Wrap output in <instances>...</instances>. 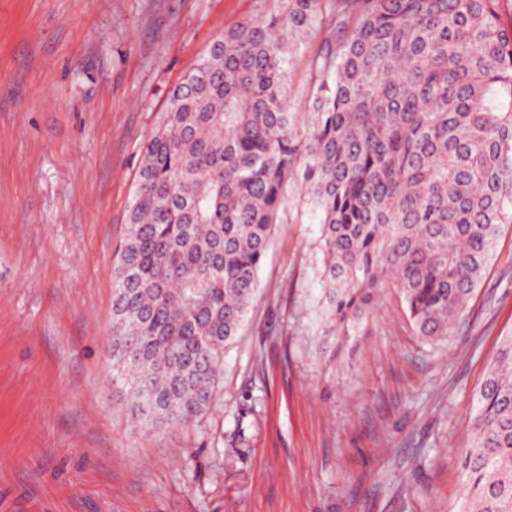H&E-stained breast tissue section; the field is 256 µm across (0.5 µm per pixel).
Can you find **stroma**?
I'll return each instance as SVG.
<instances>
[{
  "label": "stroma",
  "mask_w": 512,
  "mask_h": 512,
  "mask_svg": "<svg viewBox=\"0 0 512 512\" xmlns=\"http://www.w3.org/2000/svg\"><path fill=\"white\" fill-rule=\"evenodd\" d=\"M266 0H0V512H459L475 393L512 335V224L444 341L382 289L325 333L321 212L288 202L209 412L134 423L112 277L171 90ZM310 35L290 58L308 125Z\"/></svg>",
  "instance_id": "35a3bbf8"
}]
</instances>
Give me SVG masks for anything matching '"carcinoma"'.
<instances>
[{"mask_svg":"<svg viewBox=\"0 0 512 512\" xmlns=\"http://www.w3.org/2000/svg\"><path fill=\"white\" fill-rule=\"evenodd\" d=\"M313 121L290 111L293 45ZM322 212L327 332L380 290L448 336L512 224V0H269L177 84L142 154L113 274L112 362L134 419L211 407L288 192ZM461 512H512V336L477 397ZM322 35H310L300 44L290 58L289 85L292 112H296L300 126H307L313 112L308 94L309 63L322 48Z\"/></svg>","mask_w":512,"mask_h":512,"instance_id":"cac0c4a2","label":"carcinoma"}]
</instances>
